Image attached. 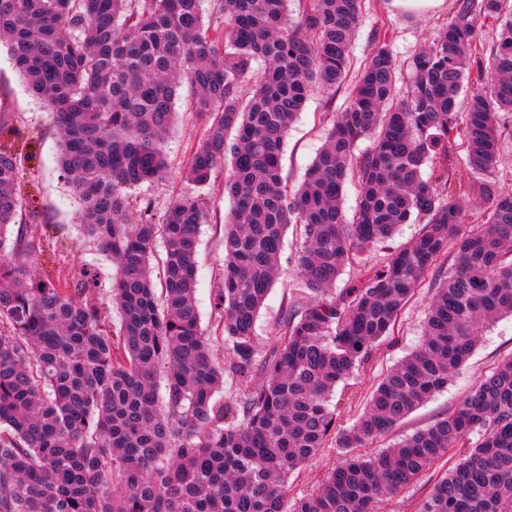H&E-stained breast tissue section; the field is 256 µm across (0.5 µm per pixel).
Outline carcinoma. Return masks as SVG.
Instances as JSON below:
<instances>
[{"label":"carcinoma","mask_w":512,"mask_h":512,"mask_svg":"<svg viewBox=\"0 0 512 512\" xmlns=\"http://www.w3.org/2000/svg\"><path fill=\"white\" fill-rule=\"evenodd\" d=\"M214 9L224 21L211 26L201 0H0V40L49 107L85 232L117 265L120 315L109 334L93 274L63 285L20 261L24 244L10 234L22 209L21 158L0 151V512H382L456 448L467 452L419 512H512V356L448 416L375 456L350 453L447 387L482 329L512 315V194L478 182L493 201L467 227L448 173L459 145L472 174L500 161L498 114L512 111V0H452L448 23L409 61L402 95L396 61L377 46L295 191L282 175L289 127L312 88L333 96L346 81L362 0H215ZM488 19L500 30L473 77ZM257 59L265 70L248 85ZM184 86L204 120L186 177L206 186L230 157L214 336L195 303L204 201L184 197L157 218L132 219L126 195L168 174L164 142ZM367 138L370 149L356 152ZM349 183L359 186L350 215ZM413 216L414 239L364 263ZM291 224L302 239V296L259 360L254 324ZM448 253L421 345L336 431V386L370 362ZM351 266L356 281L336 290ZM219 342L232 373L263 375L228 402L215 398ZM330 441L344 458L318 489L288 501V478Z\"/></svg>","instance_id":"cac0c4a2"}]
</instances>
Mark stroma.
I'll return each mask as SVG.
<instances>
[{
  "label": "stroma",
  "instance_id": "stroma-1",
  "mask_svg": "<svg viewBox=\"0 0 512 512\" xmlns=\"http://www.w3.org/2000/svg\"><path fill=\"white\" fill-rule=\"evenodd\" d=\"M448 11L426 19L395 15L386 8V0H365L359 26L351 47L352 70H359L374 50L384 42L397 62L408 61L427 47L447 23ZM350 92L342 86L336 95L311 92L283 147V170L290 186L304 179L316 154L324 144V134L332 113L342 111ZM177 118L165 142L172 163L169 178L144 184L128 192L133 212L150 209L162 214L178 197L193 195L204 199L207 217L198 228V272L196 306L204 330L216 324L214 290L218 288L224 267V216L232 206L224 194V167H217L211 184L196 187L181 176L193 148L203 134V124L190 114L186 97L175 104ZM0 117L7 126L0 131V151L17 150L22 154L21 227L32 251L26 256L28 267L41 277L69 279L82 270L97 276L98 307L105 326L117 330L118 313L112 306V278L115 265L80 226V202L66 183L59 165V135L43 101L33 97L16 70L7 50H0ZM300 239L295 229L284 237L280 274L270 289L255 324L258 349L267 352L276 343L279 324L296 295L295 268ZM433 296L431 282H424L401 313L392 336L382 341L370 365L339 384L334 401L338 405L337 429L351 427L366 408L372 392L383 375L421 342L425 311ZM512 354V316H505L484 329L477 347L447 388L437 392L414 410L403 422L369 447L377 453L404 436L427 427L455 410L474 384L503 357ZM339 448H323L320 455L304 465L288 481V496L295 499L321 484L328 469L341 459ZM448 459L431 466L410 488L391 498L386 512H418L419 505L433 484L446 472Z\"/></svg>",
  "mask_w": 512,
  "mask_h": 512
}]
</instances>
